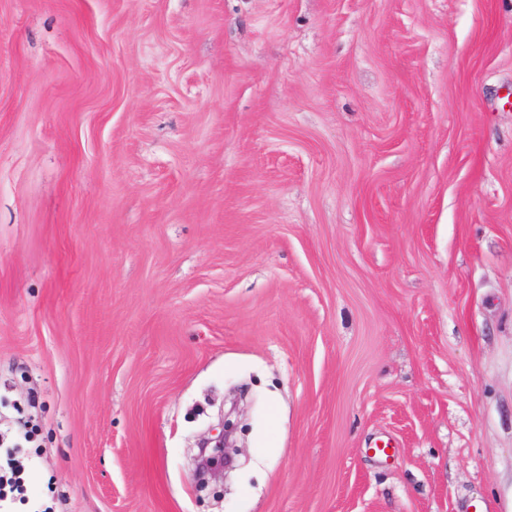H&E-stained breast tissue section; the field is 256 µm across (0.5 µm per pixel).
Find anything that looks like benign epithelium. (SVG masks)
<instances>
[{
    "label": "benign epithelium",
    "mask_w": 512,
    "mask_h": 512,
    "mask_svg": "<svg viewBox=\"0 0 512 512\" xmlns=\"http://www.w3.org/2000/svg\"><path fill=\"white\" fill-rule=\"evenodd\" d=\"M236 406L224 410L220 414L218 427L212 429L211 435L198 442V451L194 455L195 472L198 474L199 489L208 485V477L232 470L236 452L235 434L237 426L231 421Z\"/></svg>",
    "instance_id": "7a95c632"
}]
</instances>
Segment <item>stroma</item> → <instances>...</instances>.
<instances>
[{
	"label": "stroma",
	"instance_id": "obj_1",
	"mask_svg": "<svg viewBox=\"0 0 512 512\" xmlns=\"http://www.w3.org/2000/svg\"><path fill=\"white\" fill-rule=\"evenodd\" d=\"M1 431L15 512H512V0H0ZM236 412V405L221 412L218 427L212 429L211 435L198 442L197 453L194 455L196 472L198 474V486L202 490L208 485L207 476L216 473L226 474L232 470L235 447V434L237 426L231 421V416Z\"/></svg>",
	"mask_w": 512,
	"mask_h": 512
}]
</instances>
